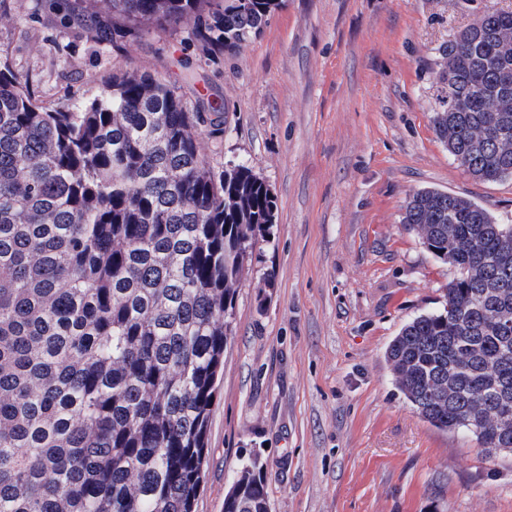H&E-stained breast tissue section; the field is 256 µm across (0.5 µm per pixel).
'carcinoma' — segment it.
Instances as JSON below:
<instances>
[{
    "label": "carcinoma",
    "instance_id": "obj_1",
    "mask_svg": "<svg viewBox=\"0 0 512 512\" xmlns=\"http://www.w3.org/2000/svg\"><path fill=\"white\" fill-rule=\"evenodd\" d=\"M80 33L118 47L154 27L191 31L203 51L235 52L283 0H78ZM497 28L512 8L466 26L442 78L437 138L474 179L512 178L488 123L512 138L491 97L512 56ZM200 103L147 70L112 76L69 109L38 104L0 69V512H194L210 413L238 286L277 205L244 164L216 171L201 152ZM401 223L452 270L445 304L407 322L386 351L394 382L433 426L481 451L512 442L475 433L483 400L512 416V237L483 205L413 192ZM451 373L457 399L430 402ZM264 464L240 467L224 512H271Z\"/></svg>",
    "mask_w": 512,
    "mask_h": 512
}]
</instances>
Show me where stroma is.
I'll return each instance as SVG.
<instances>
[{"label": "stroma", "mask_w": 512, "mask_h": 512, "mask_svg": "<svg viewBox=\"0 0 512 512\" xmlns=\"http://www.w3.org/2000/svg\"><path fill=\"white\" fill-rule=\"evenodd\" d=\"M0 3V68L36 101L67 108L136 68L188 101L210 94L226 112L202 127L207 161L246 164L276 199L237 292L196 512H224L252 451L271 512H512V455L425 421L385 360L451 276L404 228L409 195L445 190L512 222V180L474 179L430 122L449 40L512 0H284L244 47L210 56L184 29L118 50L79 38L76 0Z\"/></svg>", "instance_id": "obj_1"}]
</instances>
